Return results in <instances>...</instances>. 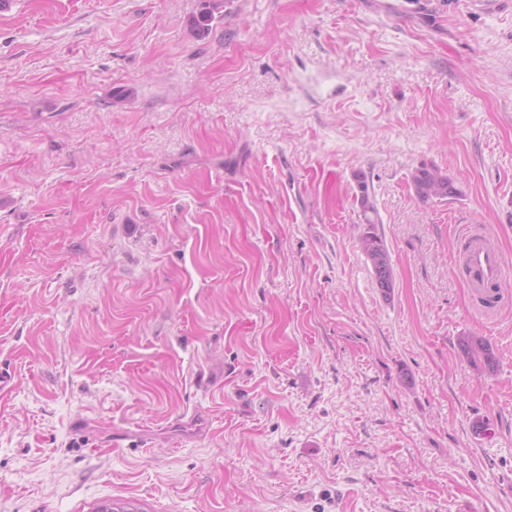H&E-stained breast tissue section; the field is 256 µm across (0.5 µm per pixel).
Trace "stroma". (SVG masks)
<instances>
[{
	"mask_svg": "<svg viewBox=\"0 0 512 512\" xmlns=\"http://www.w3.org/2000/svg\"><path fill=\"white\" fill-rule=\"evenodd\" d=\"M216 2L0 9V512H512V0ZM412 182L417 197L423 201L453 196L457 193L448 176L437 170L419 169L412 175ZM370 230L371 228L360 235L359 246L371 265L378 288L387 295L393 287V269L389 252L383 239ZM474 284L496 285L503 288L507 279V263L503 255L486 245L479 238H472L464 256ZM466 270L467 273H469ZM461 353L473 362H479L485 371L493 372L496 358L491 346L477 336H463L459 340Z\"/></svg>",
	"mask_w": 512,
	"mask_h": 512,
	"instance_id": "stroma-1",
	"label": "stroma"
}]
</instances>
